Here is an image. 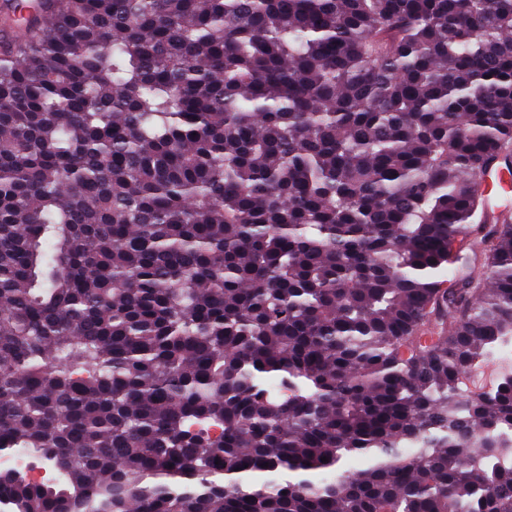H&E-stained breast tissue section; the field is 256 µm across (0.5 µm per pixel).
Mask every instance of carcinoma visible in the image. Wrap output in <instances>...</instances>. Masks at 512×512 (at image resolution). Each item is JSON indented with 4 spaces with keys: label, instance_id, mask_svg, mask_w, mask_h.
<instances>
[{
    "label": "carcinoma",
    "instance_id": "carcinoma-1",
    "mask_svg": "<svg viewBox=\"0 0 512 512\" xmlns=\"http://www.w3.org/2000/svg\"><path fill=\"white\" fill-rule=\"evenodd\" d=\"M15 24L0 512H512V0Z\"/></svg>",
    "mask_w": 512,
    "mask_h": 512
}]
</instances>
